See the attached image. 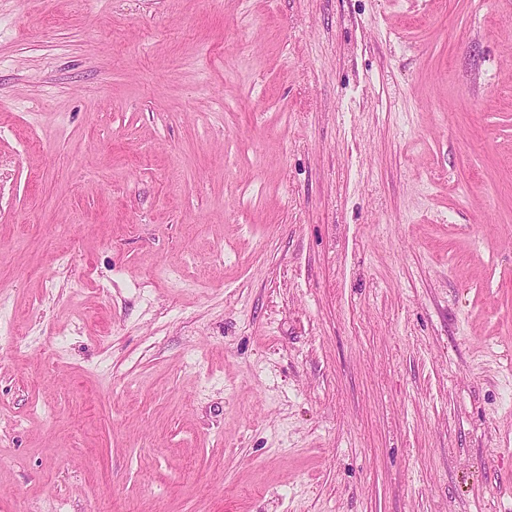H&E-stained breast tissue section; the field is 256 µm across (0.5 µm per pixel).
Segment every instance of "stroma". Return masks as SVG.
<instances>
[{
  "label": "stroma",
  "mask_w": 512,
  "mask_h": 512,
  "mask_svg": "<svg viewBox=\"0 0 512 512\" xmlns=\"http://www.w3.org/2000/svg\"><path fill=\"white\" fill-rule=\"evenodd\" d=\"M0 512H512V0H0Z\"/></svg>",
  "instance_id": "stroma-1"
}]
</instances>
